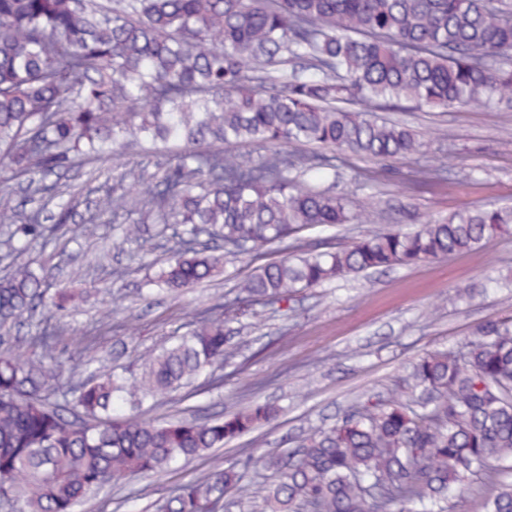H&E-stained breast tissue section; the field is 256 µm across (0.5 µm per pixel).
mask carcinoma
Instances as JSON below:
<instances>
[{
  "label": "carcinoma",
  "instance_id": "carcinoma-1",
  "mask_svg": "<svg viewBox=\"0 0 512 512\" xmlns=\"http://www.w3.org/2000/svg\"><path fill=\"white\" fill-rule=\"evenodd\" d=\"M512 103V0H0V158L25 183L30 210L0 188V242L23 254L47 240L53 176L112 156L122 141L183 147L160 174L131 168L127 186L97 211L138 215L120 243L145 225H173L172 255L149 285L178 298L224 262L286 243L294 254L265 262L235 285L243 303L290 301L337 278L415 266L479 250L512 234V209L464 206L412 232L381 231L318 251L300 233L374 224V208L292 187L334 168L308 146L379 161L423 154L408 126L378 119L388 107L446 110ZM250 142L264 154L244 160ZM294 149L285 152L282 146ZM458 171L442 161L414 185L447 188ZM49 272L17 261L0 278V326L57 318L84 294L49 295ZM231 304L195 314L191 328L138 358L131 380L91 368L64 403L45 396L52 352L68 330L30 337L27 357L0 354V498L14 512H78L127 479L176 471L224 442L274 420L268 404L228 417L165 424L146 420L149 398L233 363ZM512 459V317L481 324L458 350L413 362L386 400H369L306 435L296 454L263 464L271 485L241 483L233 467L179 485L157 512H220L239 494L262 512H435L464 491L465 474L493 477ZM484 512H512V480Z\"/></svg>",
  "mask_w": 512,
  "mask_h": 512
}]
</instances>
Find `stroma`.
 Segmentation results:
<instances>
[{"instance_id": "1", "label": "stroma", "mask_w": 512, "mask_h": 512, "mask_svg": "<svg viewBox=\"0 0 512 512\" xmlns=\"http://www.w3.org/2000/svg\"><path fill=\"white\" fill-rule=\"evenodd\" d=\"M424 144L423 155L371 161L356 156L336 160L335 178L305 176V185L343 195L353 205L381 211L380 227L401 222L415 230L411 215L440 221L464 204L512 207V105L491 104L422 108L400 113ZM449 156L459 172L452 189L414 187L415 172L441 156ZM161 156L129 152L117 162L98 164L95 177L66 174L79 232L55 226L49 243L35 242L25 253L35 271L52 270L50 291L81 289L86 293L79 313L69 317L70 334L56 350L63 367L61 384L89 358L126 376L138 372L142 353L188 332L196 311L234 296L237 280L253 266L239 261L226 266L213 281L187 292L181 300L166 294L144 301L139 291L165 264L172 242L168 235L146 234L143 242L115 247L130 213L97 214L93 202L124 169L142 166L156 172ZM512 236L484 243L479 254H456L413 267H397L368 276H350L306 290L280 304L252 305V315L234 324L239 355L223 386L202 385L196 394H170L146 414L163 421L195 415L212 417L237 412L251 403L276 406L274 421L225 441L223 448L194 459L159 477H132L122 488L102 493L79 512H155L171 489L205 472L235 465L247 456L294 451L300 437L334 424L343 412L368 398L387 397L408 364L424 353L453 350L472 339L485 321L512 316ZM475 292L455 306L439 308L454 288ZM121 298L122 312L102 326L103 293ZM133 319L134 334L122 329Z\"/></svg>"}]
</instances>
